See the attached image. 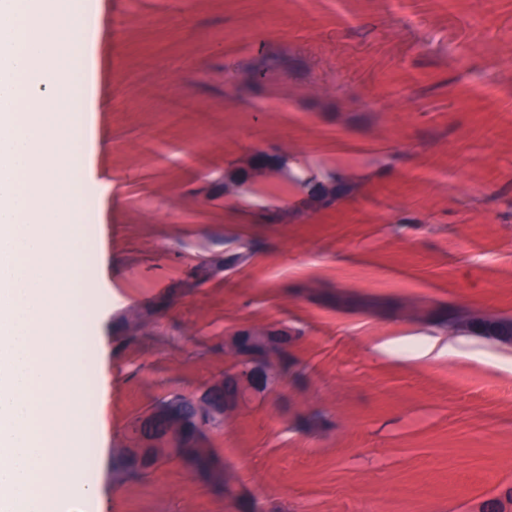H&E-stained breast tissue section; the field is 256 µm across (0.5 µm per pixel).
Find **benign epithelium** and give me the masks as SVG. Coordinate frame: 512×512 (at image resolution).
Wrapping results in <instances>:
<instances>
[{"mask_svg":"<svg viewBox=\"0 0 512 512\" xmlns=\"http://www.w3.org/2000/svg\"><path fill=\"white\" fill-rule=\"evenodd\" d=\"M498 321L500 318L497 316L472 312L449 318L448 327L455 331L471 332L476 323L488 327ZM290 346L288 330L273 326L240 327L224 339V347L236 359L234 374L243 386L249 385L253 377L259 374H272L279 363L278 357L289 352ZM223 389L224 379L219 378L188 402L167 407L164 413L165 429L159 435L139 444L133 441L124 445L117 449L118 454L141 455L147 451L162 460L180 455L184 448L183 432L190 424L206 422L210 427L220 425L239 409V403L220 398Z\"/></svg>","mask_w":512,"mask_h":512,"instance_id":"1","label":"benign epithelium"}]
</instances>
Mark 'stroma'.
Masks as SVG:
<instances>
[{"mask_svg":"<svg viewBox=\"0 0 512 512\" xmlns=\"http://www.w3.org/2000/svg\"><path fill=\"white\" fill-rule=\"evenodd\" d=\"M78 2L108 184L86 183L83 228L105 242L107 448L220 378L231 329L292 330L298 362L207 430L226 482L108 460V512H474L512 487V349L446 325L512 318V0ZM259 150L283 174L225 195ZM338 169L354 191L306 209L296 177ZM132 309L153 319L126 341ZM429 337L457 354L416 356ZM500 319L494 315L472 312L467 315L448 318V328L455 331L462 330L473 333L474 324H482L488 327L497 323Z\"/></svg>","mask_w":512,"mask_h":512,"instance_id":"obj_1","label":"stroma"}]
</instances>
